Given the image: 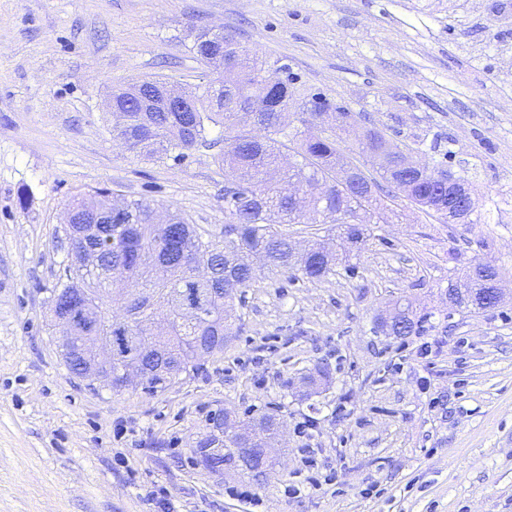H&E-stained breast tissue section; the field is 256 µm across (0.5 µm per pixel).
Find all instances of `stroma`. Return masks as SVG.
Wrapping results in <instances>:
<instances>
[{"label": "stroma", "instance_id": "1", "mask_svg": "<svg viewBox=\"0 0 512 512\" xmlns=\"http://www.w3.org/2000/svg\"><path fill=\"white\" fill-rule=\"evenodd\" d=\"M204 26L288 66L289 112L319 93L464 177L475 221L399 199L351 267L258 272L241 336L190 377L94 387L51 325L65 211L106 189L223 232L214 149L141 159L107 108L113 86L158 76L202 94L214 75L188 33ZM479 262L504 303L453 311L449 280ZM400 296L422 335L376 333ZM319 364L331 379L306 385ZM227 411L282 418L263 480L194 463ZM308 455L335 480L289 494ZM0 512H512V0H0Z\"/></svg>", "mask_w": 512, "mask_h": 512}]
</instances>
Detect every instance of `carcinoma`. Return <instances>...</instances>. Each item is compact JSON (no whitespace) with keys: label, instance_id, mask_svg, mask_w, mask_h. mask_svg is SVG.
<instances>
[{"label":"carcinoma","instance_id":"cac0c4a2","mask_svg":"<svg viewBox=\"0 0 512 512\" xmlns=\"http://www.w3.org/2000/svg\"><path fill=\"white\" fill-rule=\"evenodd\" d=\"M189 50L206 66L220 71L216 85L208 87V105L191 103L188 112H165L155 106L141 111L144 99L160 98L163 79H145L112 88V132L127 149L147 159L169 157L179 161L198 147L213 148L209 127H224V148L215 161L232 173L224 189V232L216 236L188 222L178 212L157 221V210L146 200H131L113 209L109 192L99 190L92 199L98 209H87L88 199L69 206L72 223L84 231L76 249H97L95 267H66L50 292V307L70 298L77 288L94 289V299L106 324L125 326L153 349L166 348L173 358L188 356L187 347L198 336H237L241 317L233 314L234 301L244 302L245 288L257 274L255 263L272 273H289L297 281L323 279L335 272L336 253L324 241L301 255L294 254L288 225L317 224L313 235L336 228H352L364 240L362 225L403 196L424 211L455 224L459 211L469 209L448 198V188L414 170L397 169L399 156L391 153L385 134L363 129L359 153L378 163L371 173L348 160L330 136H311L297 126L288 128V104L295 82L288 78L274 85L259 76L265 61L249 52L230 33L195 31ZM309 119L327 115L341 130L356 126L362 115L347 112L330 100L312 94L305 100ZM256 110L253 124L238 126L233 107ZM296 160L271 181L268 173L280 167L284 153ZM175 288L200 292L211 301L207 321L179 319L175 314ZM119 311H112L113 304ZM158 317L170 324L167 337L149 332ZM197 369L192 362L174 373L159 372L149 381L151 391Z\"/></svg>","mask_w":512,"mask_h":512}]
</instances>
